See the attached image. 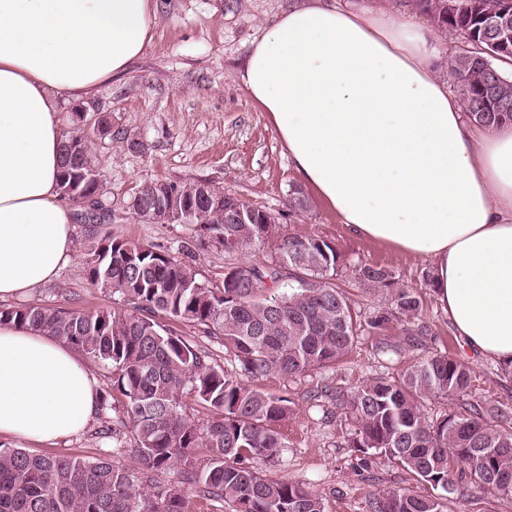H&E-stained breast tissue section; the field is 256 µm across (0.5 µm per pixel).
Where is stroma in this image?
I'll list each match as a JSON object with an SVG mask.
<instances>
[{
  "label": "stroma",
  "mask_w": 512,
  "mask_h": 512,
  "mask_svg": "<svg viewBox=\"0 0 512 512\" xmlns=\"http://www.w3.org/2000/svg\"><path fill=\"white\" fill-rule=\"evenodd\" d=\"M289 2L154 0L152 39L144 53L123 76L102 83L91 99L61 98L59 120L68 133L75 127L77 109H96L112 118V135L95 138L92 144L101 191L112 207L109 223L96 227L98 236L112 234L182 257L194 226L140 221L129 204L150 182L183 186L202 181L276 214L283 234L332 242L348 263L386 267L401 285L420 294L421 323L427 328L422 349L397 353V346L404 343L406 322L394 320L379 331L364 325L357 331L351 354L336 367L293 379L267 376L252 382L254 388L294 401L288 418L276 425L287 446L262 464L263 473L308 487L320 496L324 512H372V498L380 491L407 487L428 495L432 488L384 455L346 447L351 421L331 414L328 401H307V392L325 385L346 389L375 377H396L417 358L445 353L467 363L472 378L459 397L422 400V414L433 420L482 401H500L512 413V378L502 375L498 362L470 351L456 334L436 293L424 281L425 260L355 236L314 191L306 193L307 216L289 212L288 192L299 179L267 113L250 98L243 83L253 41ZM128 137L140 142L139 150L127 149ZM88 231V225L76 224L74 261L24 297V304L87 312L117 305L118 296L92 285L88 278L84 264ZM246 259L268 263L272 253L264 250L245 258L199 249L192 265L200 283L215 286L222 284L227 267ZM115 419L113 411H98L82 434L56 447V454L98 458L112 446L104 429ZM448 512H512V496L488 494L458 478L448 496Z\"/></svg>",
  "instance_id": "1"
}]
</instances>
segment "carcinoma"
Listing matches in <instances>:
<instances>
[{
    "label": "carcinoma",
    "mask_w": 512,
    "mask_h": 512,
    "mask_svg": "<svg viewBox=\"0 0 512 512\" xmlns=\"http://www.w3.org/2000/svg\"><path fill=\"white\" fill-rule=\"evenodd\" d=\"M430 18L460 40L448 59L472 122L483 128L512 123V50L503 52L486 25L503 0H397ZM77 127L62 141L59 189L77 181L76 195H61L109 212L101 187L77 177L98 173L81 113ZM153 185L143 186L130 209L144 222L166 224V215L194 207L199 227L195 246L249 255L275 247L268 264L230 268L223 286L201 284L193 267L170 254L109 235L90 242L85 265L91 281L118 295L120 306L95 313L42 305L0 308V322L43 330L80 351L94 364L112 367V389L123 396L121 423L134 433L130 452L139 474L103 453L95 460L34 454L23 448L0 450V512H186V494L233 512H323L322 499L303 485L261 473L258 464L286 447L274 424L288 417L291 399L261 391L248 380L300 376L331 368L353 349L358 314L336 284L346 266L336 245L315 236L280 235L278 217L212 185L165 184V209L145 211ZM224 197V207L240 205L258 223L234 224L207 197ZM289 210L305 213L308 198L299 187L288 193ZM287 276L296 286L280 297L271 292ZM352 274L370 290L392 293L394 309L366 324L379 329L400 315L418 318L419 294L399 285L385 267L358 264ZM207 327L233 352L240 372L231 376L210 362V353L163 328L161 317ZM471 370L445 354L420 358L398 378H372L328 394L354 426L348 445L374 449L399 460L434 489L452 486L451 465L489 494H512V419L484 402L437 422L421 414L420 399H452L465 393ZM191 396L207 410L195 419L183 408ZM173 473L166 483L157 480ZM372 512H446L444 498L409 488L373 498Z\"/></svg>",
    "instance_id": "1"
}]
</instances>
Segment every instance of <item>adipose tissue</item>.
<instances>
[{
  "mask_svg": "<svg viewBox=\"0 0 512 512\" xmlns=\"http://www.w3.org/2000/svg\"><path fill=\"white\" fill-rule=\"evenodd\" d=\"M153 21L151 0H0V300L74 258L59 97L123 74ZM438 51L405 20L296 0L253 42L243 82L300 180L355 235L429 261L458 335L512 362V125H474ZM97 411L79 352L0 324V437L54 445Z\"/></svg>",
  "mask_w": 512,
  "mask_h": 512,
  "instance_id": "obj_1",
  "label": "adipose tissue"
}]
</instances>
